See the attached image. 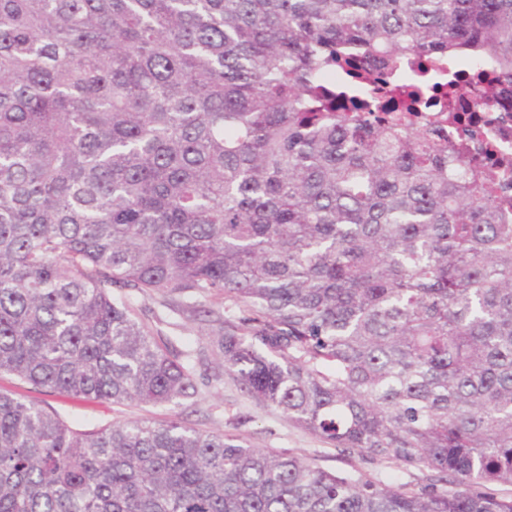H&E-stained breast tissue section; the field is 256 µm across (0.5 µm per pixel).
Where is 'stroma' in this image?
Returning a JSON list of instances; mask_svg holds the SVG:
<instances>
[{
    "label": "stroma",
    "mask_w": 512,
    "mask_h": 512,
    "mask_svg": "<svg viewBox=\"0 0 512 512\" xmlns=\"http://www.w3.org/2000/svg\"><path fill=\"white\" fill-rule=\"evenodd\" d=\"M131 301L141 317L157 321L160 335L170 339L178 349H195L205 344L203 324L163 306L160 295L135 293ZM42 401L46 407L82 429L132 420L158 424L177 417L202 431L221 430L237 435L256 448L293 450L328 471L343 472L356 468L381 484L409 488L417 485L416 472L412 468L337 455L334 448L288 420L280 411L243 395L228 378L202 388L195 400L177 407L136 403L76 404L49 395L43 396Z\"/></svg>",
    "instance_id": "1"
}]
</instances>
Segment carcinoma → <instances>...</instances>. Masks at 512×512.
Returning <instances> with one entry per match:
<instances>
[{
    "label": "carcinoma",
    "mask_w": 512,
    "mask_h": 512,
    "mask_svg": "<svg viewBox=\"0 0 512 512\" xmlns=\"http://www.w3.org/2000/svg\"><path fill=\"white\" fill-rule=\"evenodd\" d=\"M494 60L512 0H0V372L179 406L229 374L339 455L326 471L177 419L92 431L0 392V512H512V212L388 87ZM345 73L370 103H336ZM372 112H388L383 120ZM228 302L192 354L135 313Z\"/></svg>",
    "instance_id": "cac0c4a2"
}]
</instances>
